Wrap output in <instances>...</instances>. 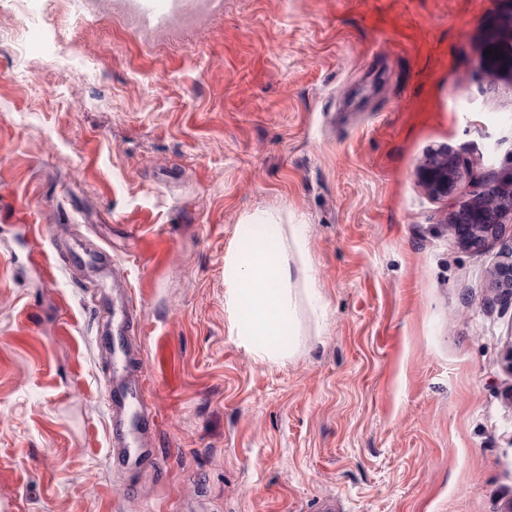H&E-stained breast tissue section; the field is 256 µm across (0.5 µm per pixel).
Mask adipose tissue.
Returning <instances> with one entry per match:
<instances>
[{
  "instance_id": "obj_1",
  "label": "adipose tissue",
  "mask_w": 512,
  "mask_h": 512,
  "mask_svg": "<svg viewBox=\"0 0 512 512\" xmlns=\"http://www.w3.org/2000/svg\"><path fill=\"white\" fill-rule=\"evenodd\" d=\"M235 243L225 265L232 327L260 360L291 357L299 334L293 271L305 263L307 227H281L278 214L261 211Z\"/></svg>"
}]
</instances>
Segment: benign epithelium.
Instances as JSON below:
<instances>
[{
  "mask_svg": "<svg viewBox=\"0 0 512 512\" xmlns=\"http://www.w3.org/2000/svg\"><path fill=\"white\" fill-rule=\"evenodd\" d=\"M487 49L497 56H486V62L512 77V29L490 38ZM417 177L431 196L446 198L462 177L460 163L448 149L439 148L427 153L417 169ZM511 218L512 178L476 182L468 198L448 213L447 223L464 245L477 247L496 238ZM491 280L497 290L512 298V261L495 267Z\"/></svg>",
  "mask_w": 512,
  "mask_h": 512,
  "instance_id": "benign-epithelium-1",
  "label": "benign epithelium"
}]
</instances>
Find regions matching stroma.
<instances>
[{
	"instance_id": "1",
	"label": "stroma",
	"mask_w": 512,
	"mask_h": 512,
	"mask_svg": "<svg viewBox=\"0 0 512 512\" xmlns=\"http://www.w3.org/2000/svg\"><path fill=\"white\" fill-rule=\"evenodd\" d=\"M90 0L57 56L0 46V512H501L512 301L445 218L512 175V0H224L144 31ZM448 148L435 198L416 170ZM307 227L293 357L230 331L246 216ZM125 270L121 282L105 266ZM131 293L141 328L104 336ZM144 376L152 463L118 465L110 344ZM487 50L493 55L486 56V62L502 74L512 77V25L508 32H500L487 41ZM497 53V58H494ZM417 177L431 196L448 198L462 177L460 163L448 148H439L427 153Z\"/></svg>"
}]
</instances>
